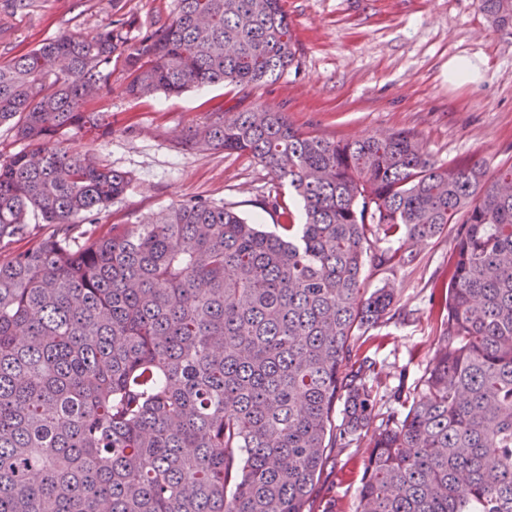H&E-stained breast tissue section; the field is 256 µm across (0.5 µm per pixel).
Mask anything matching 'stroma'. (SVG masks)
Masks as SVG:
<instances>
[{"label":"stroma","instance_id":"obj_1","mask_svg":"<svg viewBox=\"0 0 512 512\" xmlns=\"http://www.w3.org/2000/svg\"><path fill=\"white\" fill-rule=\"evenodd\" d=\"M296 58L279 79L244 87L218 83L178 96L127 95L126 72L113 60L109 90L97 104L111 123L106 135L67 133L63 145L127 173L126 193L94 217L105 234L172 204L203 200L236 206L248 220L272 227L273 202L302 221L298 199L279 187L250 155L185 149L181 136L205 121L216 105H263L286 113L298 130L330 140H357L397 130L418 132L434 160L512 162V34L496 30L479 0H282ZM176 0H34L12 13L0 0V62L64 33H93L124 16L137 21L135 37L167 22ZM479 65L478 84L448 83V61ZM455 247L453 232L414 245L403 268H366L364 286L393 284L396 299L385 323L360 337L374 357L377 406L389 407L399 377L417 381L433 356L438 322L429 280L441 274ZM369 437L329 449L313 495L314 512H356Z\"/></svg>","mask_w":512,"mask_h":512}]
</instances>
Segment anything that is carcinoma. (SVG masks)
Returning a JSON list of instances; mask_svg holds the SVG:
<instances>
[{
  "label": "carcinoma",
  "instance_id": "obj_1",
  "mask_svg": "<svg viewBox=\"0 0 512 512\" xmlns=\"http://www.w3.org/2000/svg\"><path fill=\"white\" fill-rule=\"evenodd\" d=\"M512 31V0H479ZM133 17L0 62V512H307L326 449L376 418L356 512H512V164L439 163L410 131L331 141L281 112L228 109L181 142L258 159L303 200L280 234L184 201L104 235L92 217L130 178L60 146L107 131L91 101L122 59L135 98L280 78L295 60L281 0H177L129 45ZM454 226L432 282L439 339L421 382L376 412L350 340L390 313L367 266ZM343 403V419L333 412Z\"/></svg>",
  "mask_w": 512,
  "mask_h": 512
}]
</instances>
